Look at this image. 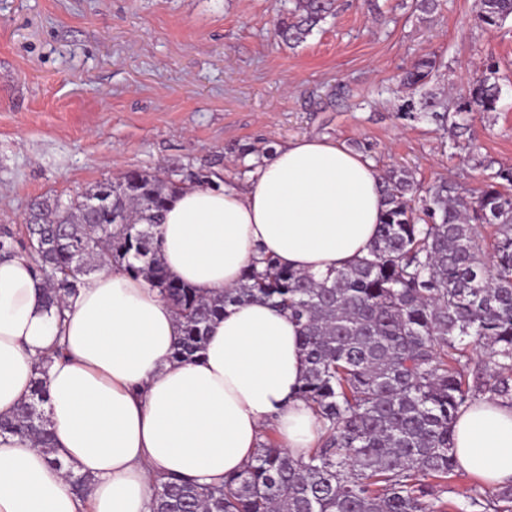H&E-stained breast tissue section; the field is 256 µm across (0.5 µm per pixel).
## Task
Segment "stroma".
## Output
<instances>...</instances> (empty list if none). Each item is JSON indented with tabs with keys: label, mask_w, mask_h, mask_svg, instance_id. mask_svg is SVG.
<instances>
[{
	"label": "stroma",
	"mask_w": 512,
	"mask_h": 512,
	"mask_svg": "<svg viewBox=\"0 0 512 512\" xmlns=\"http://www.w3.org/2000/svg\"><path fill=\"white\" fill-rule=\"evenodd\" d=\"M378 5L337 0L288 48L271 33L275 0H0V226L22 228L35 199L133 170L235 186L251 160L302 137L340 139L422 183L475 190V160L512 167V20L485 29L480 0H443L431 15L415 0ZM427 53L441 62L427 86L439 97L498 62L497 110L468 116L473 148L398 111L389 89ZM478 487L458 470L430 500L461 512Z\"/></svg>",
	"instance_id": "1"
}]
</instances>
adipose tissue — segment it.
<instances>
[{
    "label": "adipose tissue",
    "instance_id": "ef3b65f1",
    "mask_svg": "<svg viewBox=\"0 0 512 512\" xmlns=\"http://www.w3.org/2000/svg\"><path fill=\"white\" fill-rule=\"evenodd\" d=\"M385 198L372 162L330 138L277 147L234 187L200 182L159 228L168 274L204 295L235 287L253 258L315 276L365 256ZM26 255L0 258V415L31 393L50 359L44 411L51 452L0 437V512H151L156 480L220 483L253 460L273 429L297 458L321 424L298 394L307 369L300 326L264 302L229 305L195 359H173L176 314L144 278L104 269L64 313ZM67 357L52 359L56 347ZM459 469L495 490L512 484V407L487 398L452 425ZM91 479L86 499L72 475Z\"/></svg>",
    "mask_w": 512,
    "mask_h": 512
}]
</instances>
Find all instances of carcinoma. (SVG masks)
<instances>
[{"mask_svg":"<svg viewBox=\"0 0 512 512\" xmlns=\"http://www.w3.org/2000/svg\"><path fill=\"white\" fill-rule=\"evenodd\" d=\"M293 4L272 20L273 37L287 47L335 11V0ZM481 5L490 29L512 19V0ZM438 68L424 55L399 75L404 117L457 130L466 115L496 111L495 61L452 101L424 92ZM379 179L386 210L368 256L320 278L267 257L210 297L163 266L158 227L181 183L154 172L35 201L21 251L16 233L0 228V255L30 258L50 306L76 294L94 266L146 279L176 312L177 360L194 359L226 305L266 302L302 326L308 370L299 394L325 431L319 447L303 461L268 434L253 461L221 485L157 483L153 512H438L426 500L428 479L454 474L451 428L460 408L481 395L512 406V168L484 175L475 197L455 182H417L406 169ZM478 347L484 358L470 378L465 358ZM38 373L29 398L0 419V434L47 452L52 431L36 412L47 371ZM468 506L512 512V485L477 492Z\"/></svg>","mask_w":512,"mask_h":512,"instance_id":"carcinoma-1","label":"carcinoma"}]
</instances>
